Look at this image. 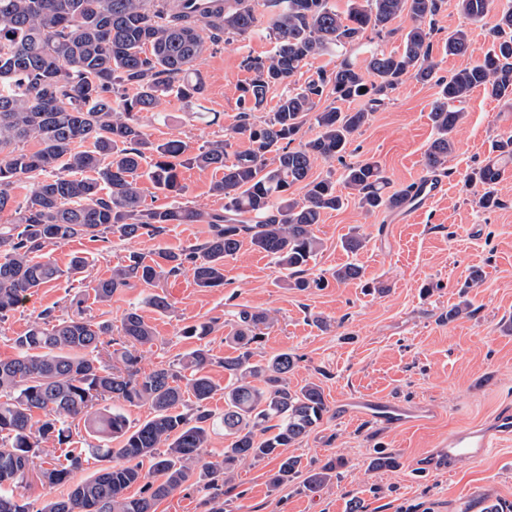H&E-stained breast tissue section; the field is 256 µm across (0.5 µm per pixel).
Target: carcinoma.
Segmentation results:
<instances>
[{"instance_id":"carcinoma-1","label":"carcinoma","mask_w":512,"mask_h":512,"mask_svg":"<svg viewBox=\"0 0 512 512\" xmlns=\"http://www.w3.org/2000/svg\"><path fill=\"white\" fill-rule=\"evenodd\" d=\"M187 0H0V320L17 310L38 289L57 280L60 269L44 249L73 238L96 241L107 234L132 240L157 237L169 224H206L207 239L178 253L160 251L147 263L137 255L112 274L92 282L101 302L136 280L147 286L161 276L188 268L200 288L224 285V260L242 239L275 258L305 291L323 279L302 276L320 251L314 226L327 210L343 207L347 197L331 175L315 176L316 161L337 160L343 186L368 212L400 210L417 194L415 184L389 193L388 179L372 158L345 161L352 137L369 120L370 108L409 76L436 80L439 93L429 119L435 130L423 157L424 169L444 170L455 150L459 108L478 88L512 99V5L497 24L498 43L477 64L436 77L432 28L424 19L440 0H211L202 15L188 11ZM274 8L265 32L275 43L266 56L248 55L242 67L251 74L238 88L239 123L225 139L187 153L179 139L150 140L141 114L154 112L176 94L191 106L204 91L196 68L218 41L254 33L260 24L256 5ZM491 0H457L460 14L479 20ZM413 24L402 34V49L369 52L363 64L344 60L318 71L281 97L260 123L250 121L264 108L270 90L286 84L309 62L360 43L367 33L392 34L402 15ZM450 56L474 53L467 30L459 28L445 43ZM333 97L324 106L322 100ZM363 101L368 107L344 112L337 103ZM312 121L319 134L302 141ZM243 136L249 151L234 148ZM34 141L38 148L27 149ZM224 171L212 193L224 206L205 210L178 201L185 193L179 168ZM504 170L490 161L468 176L483 193L479 204L497 206L495 187ZM172 198L164 207L147 203L143 180ZM32 182L24 199L15 185ZM298 184L301 199L293 196ZM338 283L360 281L363 270L349 263L332 273ZM224 341V417L207 408L218 387L206 374L213 357L204 347L178 362L145 371L139 349L152 346L154 328L131 306L120 325L92 323L81 316L41 312L13 338L14 357L0 359V512H31L14 491L43 460L39 476L49 487L63 485L83 465L89 451L110 462L76 484L67 497L50 500L38 512H154L192 477L206 495L207 512H224V482L245 461H275L268 485L277 489L302 472V460L284 453L307 437L329 412L322 388L311 382L293 389L288 375L297 358L288 352L253 360V344L270 316L243 307ZM215 331V321L187 325L182 335L199 340ZM195 399L190 413L178 411L185 396ZM110 401L114 406H101ZM147 405L152 417L130 425L119 403ZM84 422L100 441L117 448L75 447L72 426ZM224 426L230 443L221 459L208 460L211 433ZM70 446L65 462L54 461L44 443ZM149 469L143 470L144 462ZM341 459L307 469L305 488L315 492L336 476ZM139 486L140 492L129 494Z\"/></svg>"}]
</instances>
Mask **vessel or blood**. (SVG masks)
Wrapping results in <instances>:
<instances>
[{
  "instance_id": "1",
  "label": "vessel or blood",
  "mask_w": 512,
  "mask_h": 512,
  "mask_svg": "<svg viewBox=\"0 0 512 512\" xmlns=\"http://www.w3.org/2000/svg\"><path fill=\"white\" fill-rule=\"evenodd\" d=\"M418 186L420 192L406 204V213L414 214L426 209L444 189L443 182L425 178L419 180ZM359 407L362 415L377 421L400 423L409 419L407 409L384 399H365L360 401ZM510 443H512V411L508 410L498 414L491 428L473 426L449 432L439 442L441 454L431 457L428 468L434 472L444 471L459 459L478 464L484 460L490 449Z\"/></svg>"
}]
</instances>
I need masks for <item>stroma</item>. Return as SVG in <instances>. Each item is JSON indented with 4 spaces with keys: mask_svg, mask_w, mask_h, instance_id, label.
Instances as JSON below:
<instances>
[{
    "mask_svg": "<svg viewBox=\"0 0 512 512\" xmlns=\"http://www.w3.org/2000/svg\"><path fill=\"white\" fill-rule=\"evenodd\" d=\"M506 5L507 0H493L483 19L468 23L456 0H444L431 22L440 75L482 58L493 45ZM461 26L469 30L474 54L446 55L449 32ZM273 48L261 29L215 45L199 65L205 92L195 107L167 97L158 113H144L145 132L157 143L181 139L192 152L223 137L238 122L237 87L248 78L243 57L267 55ZM438 91L432 82L404 81L373 108L348 147V160L379 161L393 191L424 177L423 153L435 136L429 112ZM463 110L466 117L454 134L456 150L441 176L446 188L427 210L400 222L386 211L365 212L352 198L342 209L323 214L315 228L323 247L307 266L308 277H325L323 287L290 288L272 259L246 241L225 260L222 287H198L184 271L163 276L151 287L132 282L112 302L101 303L92 281L109 277L130 254L151 260L161 250L179 252L203 242L208 228L172 224L155 238H75L46 250L60 277L0 322V359L14 356L13 338L43 310L59 316L80 312L92 322L116 326L129 305H141L154 291L166 296L170 308L160 314L143 307L157 340L143 349L142 368L174 362L202 342L214 358L206 372L222 386L228 381L222 360L230 352L224 321L244 306L265 311L271 322L255 345L256 359L295 354L291 387L316 383L330 406L323 422L291 447V454L308 466L336 457L344 465L336 478L311 493L300 476L270 489L271 461L243 463L224 486V512H350L355 500L364 512H458L459 498L473 488L484 491L473 512H483L489 500L512 504V445L492 449L479 466L461 460L448 472H422L449 431L489 422L499 409L512 407V165L496 187L494 208L483 209L466 182L493 144L512 136V102L478 89ZM220 177L212 168H183L185 200L208 210L221 208L223 199L211 192ZM351 234L365 240L356 255L341 246ZM76 255L87 261L80 274L69 271ZM350 262L363 267L375 290L362 288V282L332 280L333 270ZM462 302L468 305L466 314L449 318V310ZM204 320L217 323L204 341L183 336L185 326ZM375 396L430 419L381 425L348 411V401ZM378 448L396 453L399 467L371 469Z\"/></svg>",
    "mask_w": 512,
    "mask_h": 512,
    "instance_id": "stroma-1",
    "label": "stroma"
}]
</instances>
